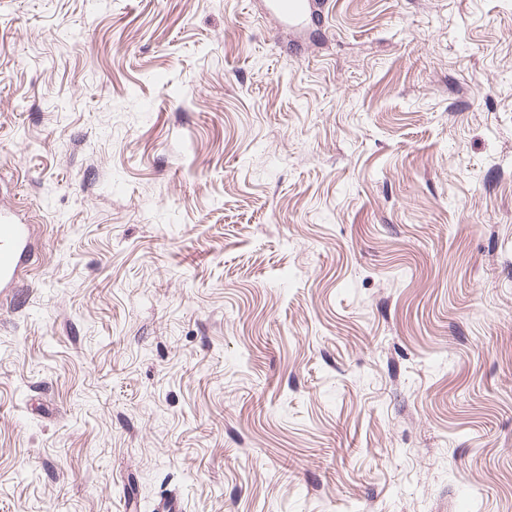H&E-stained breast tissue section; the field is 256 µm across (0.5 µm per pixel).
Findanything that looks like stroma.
<instances>
[{
    "mask_svg": "<svg viewBox=\"0 0 512 512\" xmlns=\"http://www.w3.org/2000/svg\"><path fill=\"white\" fill-rule=\"evenodd\" d=\"M0 0V512H512V0ZM272 9L290 26H299L308 15H312L309 0H270ZM33 226L13 211L0 210V291L13 288L26 274L32 252Z\"/></svg>",
    "mask_w": 512,
    "mask_h": 512,
    "instance_id": "stroma-1",
    "label": "stroma"
}]
</instances>
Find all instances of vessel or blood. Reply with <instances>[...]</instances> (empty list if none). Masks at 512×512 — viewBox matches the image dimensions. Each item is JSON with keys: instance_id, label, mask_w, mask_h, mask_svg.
Segmentation results:
<instances>
[{"instance_id": "vessel-or-blood-1", "label": "vessel or blood", "mask_w": 512, "mask_h": 512, "mask_svg": "<svg viewBox=\"0 0 512 512\" xmlns=\"http://www.w3.org/2000/svg\"><path fill=\"white\" fill-rule=\"evenodd\" d=\"M288 25L303 23L312 13L311 0H270ZM33 227L14 212L0 210V291L13 287L26 274L32 252Z\"/></svg>"}]
</instances>
